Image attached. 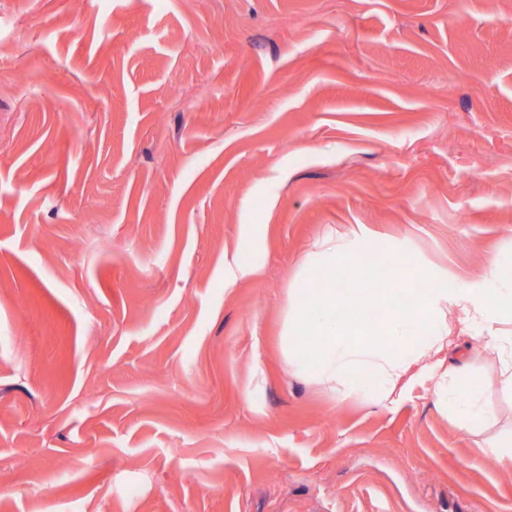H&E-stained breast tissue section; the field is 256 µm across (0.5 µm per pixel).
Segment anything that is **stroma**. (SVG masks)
Returning a JSON list of instances; mask_svg holds the SVG:
<instances>
[{
	"instance_id": "obj_1",
	"label": "stroma",
	"mask_w": 512,
	"mask_h": 512,
	"mask_svg": "<svg viewBox=\"0 0 512 512\" xmlns=\"http://www.w3.org/2000/svg\"><path fill=\"white\" fill-rule=\"evenodd\" d=\"M330 235L512 262V0H0V512H512L434 380L288 364Z\"/></svg>"
}]
</instances>
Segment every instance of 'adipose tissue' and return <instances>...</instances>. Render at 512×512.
<instances>
[{
	"label": "adipose tissue",
	"mask_w": 512,
	"mask_h": 512,
	"mask_svg": "<svg viewBox=\"0 0 512 512\" xmlns=\"http://www.w3.org/2000/svg\"><path fill=\"white\" fill-rule=\"evenodd\" d=\"M322 248L326 286L300 279L288 311L290 365L312 372L339 395L384 407L399 401V385L434 377L462 430L486 428L494 409L453 357L463 335L484 328L483 348L495 354L501 385L512 392V336L493 328L512 318V274L495 261L483 277L450 283L391 254L384 260L389 285L380 288L367 240L352 245L330 238Z\"/></svg>",
	"instance_id": "obj_1"
}]
</instances>
